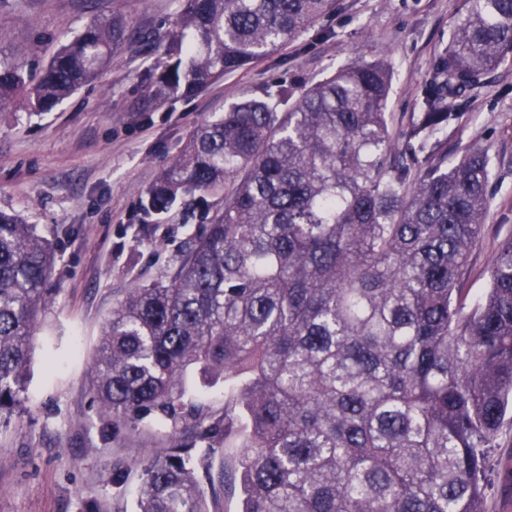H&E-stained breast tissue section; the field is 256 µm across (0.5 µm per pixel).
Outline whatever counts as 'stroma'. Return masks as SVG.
Segmentation results:
<instances>
[{
  "mask_svg": "<svg viewBox=\"0 0 512 512\" xmlns=\"http://www.w3.org/2000/svg\"><path fill=\"white\" fill-rule=\"evenodd\" d=\"M121 6L131 25L159 34L174 27L175 0H0V47H26L46 63L64 37ZM464 0H342L327 20L273 55L226 74L198 93L152 99L139 75L157 63L127 46L98 78L55 110L19 102L0 109V211L20 214L56 248L50 299L31 339L24 400L0 424V512H136L141 464L176 429L145 418L112 422L95 400L93 362L113 307L132 289L174 275L201 211L198 194L162 215L143 212L146 193L182 150L188 133L265 85L305 88L353 58L393 68L387 112L394 132L418 109L435 56L448 45ZM463 117L443 137L449 159L488 147L490 209L465 274L468 303L486 291L492 257L512 237V59L469 92ZM512 427L488 458L490 512H507ZM123 467L122 484L112 482Z\"/></svg>",
  "mask_w": 512,
  "mask_h": 512,
  "instance_id": "obj_1",
  "label": "stroma"
}]
</instances>
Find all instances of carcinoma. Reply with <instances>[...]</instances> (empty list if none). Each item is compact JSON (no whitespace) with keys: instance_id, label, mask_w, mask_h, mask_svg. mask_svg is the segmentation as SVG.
<instances>
[{"instance_id":"obj_1","label":"carcinoma","mask_w":512,"mask_h":512,"mask_svg":"<svg viewBox=\"0 0 512 512\" xmlns=\"http://www.w3.org/2000/svg\"><path fill=\"white\" fill-rule=\"evenodd\" d=\"M338 0H179L154 99L191 94L276 52ZM125 16L91 20L39 73L0 47V104L50 112L124 44ZM512 55V0H466L417 115L389 128L392 71L352 59L296 93L265 86L193 130L147 193L146 214L203 193L224 207L175 275L112 309L94 359L114 418L155 415L183 436L143 462L139 512H488L485 460L512 421V237L466 304L463 269L489 206V149L448 164L439 134L468 90ZM53 246L0 211V422L21 404ZM224 383V417L185 401V377ZM212 447L217 448L214 454V469L213 476L218 490V476L219 470L224 457V443L212 442ZM210 490H207V503L211 510L210 512H240L242 510L241 497L237 493H229L224 496L221 491H217V495L212 499L210 497Z\"/></svg>"}]
</instances>
